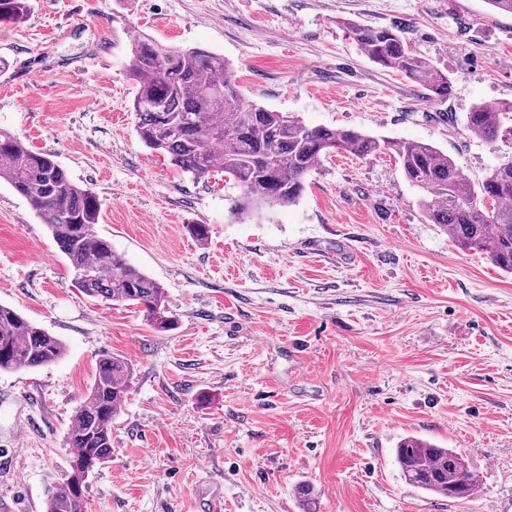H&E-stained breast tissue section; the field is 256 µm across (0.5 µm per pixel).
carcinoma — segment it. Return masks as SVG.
I'll return each mask as SVG.
<instances>
[{
  "label": "carcinoma",
  "instance_id": "carcinoma-1",
  "mask_svg": "<svg viewBox=\"0 0 512 512\" xmlns=\"http://www.w3.org/2000/svg\"><path fill=\"white\" fill-rule=\"evenodd\" d=\"M30 12V0H0L2 24L22 23ZM347 27L372 62L425 87L432 99L448 97V74L407 42L399 27L352 22ZM128 76L136 85L133 109L143 144L195 179L220 172L236 181L242 194L235 213L259 214L266 207L296 203L306 177L332 153L367 157L387 147L396 153L406 179L425 193L420 205L427 221L460 248L512 274V156L475 183L430 143L381 141L351 127H310L246 100L223 56L196 47L174 51L146 36L132 43ZM511 122L512 102L476 104L466 114L468 131L490 144L502 141ZM0 180L46 224L84 295L137 307L157 332L173 329L164 288L98 235L100 201L76 184L53 155L32 151L0 132ZM64 354L61 340L0 304V371L38 368ZM132 375V364L123 356L104 354L98 360L67 437L71 473L50 493L46 512H86L87 478L112 458V420ZM396 462L408 484L440 497L449 499L455 490L456 499L468 500L478 485L459 452L417 437L399 443Z\"/></svg>",
  "mask_w": 512,
  "mask_h": 512
}]
</instances>
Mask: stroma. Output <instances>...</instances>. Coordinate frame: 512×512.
Returning <instances> with one entry per match:
<instances>
[{"mask_svg":"<svg viewBox=\"0 0 512 512\" xmlns=\"http://www.w3.org/2000/svg\"><path fill=\"white\" fill-rule=\"evenodd\" d=\"M351 21L401 26L448 98L371 62ZM140 35L222 54L248 100L307 125L427 142L475 181L505 158L465 126L472 105L512 101V14L488 0H34L0 24V130L97 194V233L164 288L177 326L83 295L0 182V303L66 347L0 372V512H46L104 353L134 375L87 512H199L214 492L224 512H302L303 483L317 512H512V275L428 223L389 150L328 157L297 204L233 214L234 181L191 179L140 140ZM408 436L458 449L473 498L406 484Z\"/></svg>","mask_w":512,"mask_h":512,"instance_id":"35a3bbf8","label":"stroma"}]
</instances>
